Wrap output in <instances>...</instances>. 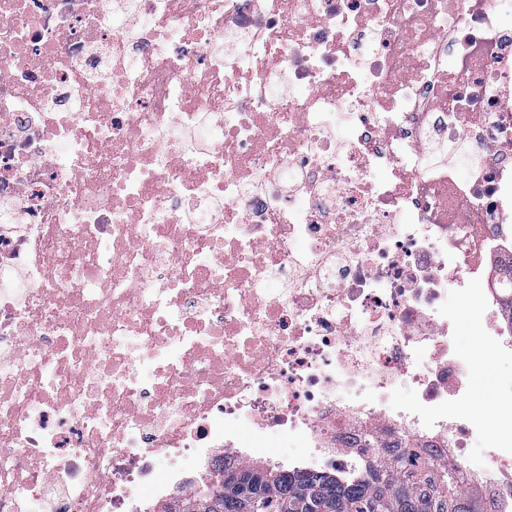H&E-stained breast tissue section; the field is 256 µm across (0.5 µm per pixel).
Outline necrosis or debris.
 <instances>
[{
  "instance_id": "obj_1",
  "label": "necrosis or debris",
  "mask_w": 512,
  "mask_h": 512,
  "mask_svg": "<svg viewBox=\"0 0 512 512\" xmlns=\"http://www.w3.org/2000/svg\"><path fill=\"white\" fill-rule=\"evenodd\" d=\"M511 12L0 0V512L189 494L245 427L512 512V380L469 413L448 315L512 358ZM448 314L454 316L460 336L469 344V336L478 330L483 321V307L479 298L474 297L466 305H461L457 297L449 295Z\"/></svg>"
}]
</instances>
